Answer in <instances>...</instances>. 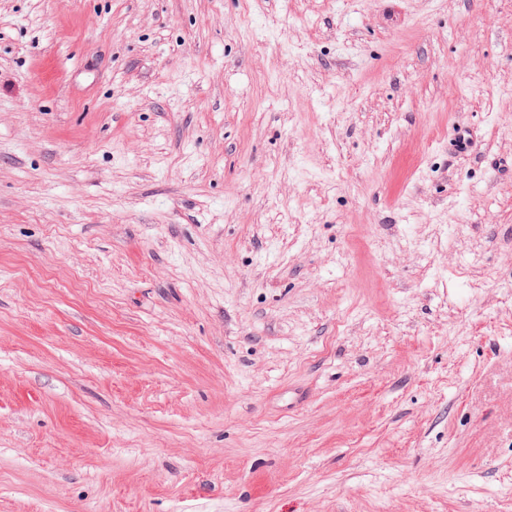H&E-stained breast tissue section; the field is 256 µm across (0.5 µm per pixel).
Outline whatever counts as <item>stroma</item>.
Returning <instances> with one entry per match:
<instances>
[{
	"label": "stroma",
	"mask_w": 512,
	"mask_h": 512,
	"mask_svg": "<svg viewBox=\"0 0 512 512\" xmlns=\"http://www.w3.org/2000/svg\"><path fill=\"white\" fill-rule=\"evenodd\" d=\"M0 512H512V0H0Z\"/></svg>",
	"instance_id": "1"
}]
</instances>
